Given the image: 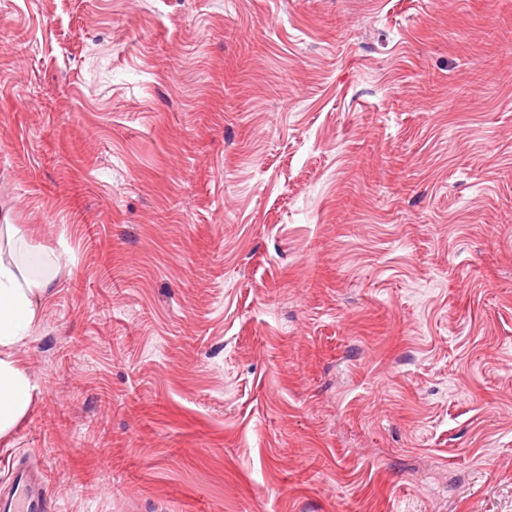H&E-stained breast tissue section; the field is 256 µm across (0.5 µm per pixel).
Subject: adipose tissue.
<instances>
[{
	"label": "adipose tissue",
	"instance_id": "adipose-tissue-1",
	"mask_svg": "<svg viewBox=\"0 0 512 512\" xmlns=\"http://www.w3.org/2000/svg\"><path fill=\"white\" fill-rule=\"evenodd\" d=\"M18 233L16 225L0 224V437L30 409L35 383L14 352L37 326L58 267L52 253L27 252Z\"/></svg>",
	"mask_w": 512,
	"mask_h": 512
}]
</instances>
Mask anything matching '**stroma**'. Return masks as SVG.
<instances>
[{"label": "stroma", "mask_w": 512, "mask_h": 512, "mask_svg": "<svg viewBox=\"0 0 512 512\" xmlns=\"http://www.w3.org/2000/svg\"><path fill=\"white\" fill-rule=\"evenodd\" d=\"M5 213L55 512H512V0H0Z\"/></svg>", "instance_id": "1"}]
</instances>
